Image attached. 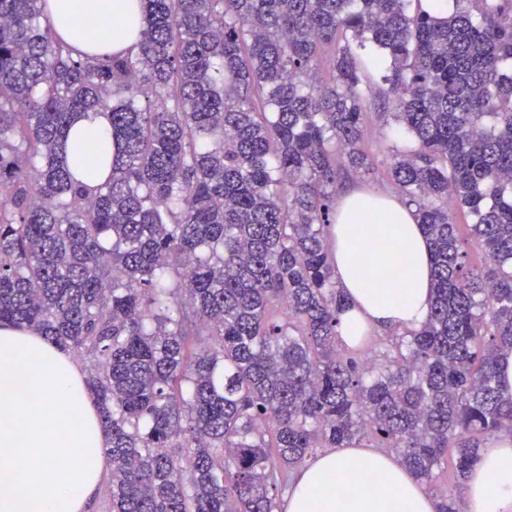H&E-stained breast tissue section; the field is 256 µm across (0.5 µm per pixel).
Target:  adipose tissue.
I'll use <instances>...</instances> for the list:
<instances>
[{
    "mask_svg": "<svg viewBox=\"0 0 512 512\" xmlns=\"http://www.w3.org/2000/svg\"><path fill=\"white\" fill-rule=\"evenodd\" d=\"M95 4L104 51L135 50L142 0H55L51 16ZM336 278L351 307L339 333L350 339L389 327L415 329L432 303L428 241L398 198L354 191L332 227ZM105 437L72 357L35 330L0 326V512H84L96 493ZM465 512H512V444L472 467ZM284 512H435L432 498L393 458L335 448L300 470Z\"/></svg>",
    "mask_w": 512,
    "mask_h": 512,
    "instance_id": "1",
    "label": "adipose tissue"
}]
</instances>
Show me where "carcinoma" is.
Here are the masks:
<instances>
[{
  "label": "carcinoma",
  "mask_w": 512,
  "mask_h": 512,
  "mask_svg": "<svg viewBox=\"0 0 512 512\" xmlns=\"http://www.w3.org/2000/svg\"><path fill=\"white\" fill-rule=\"evenodd\" d=\"M407 2L144 0L137 52L96 59L59 32L81 19L0 0V325L87 362L107 512H277L326 448H376L461 512L448 450L464 480L483 437L512 438V0ZM368 43L434 277L427 320L372 358L338 332L330 233L337 167H372ZM89 114L112 140L71 134Z\"/></svg>",
  "instance_id": "obj_1"
}]
</instances>
